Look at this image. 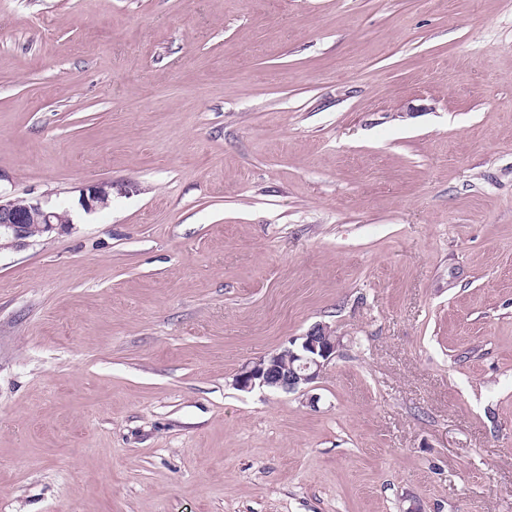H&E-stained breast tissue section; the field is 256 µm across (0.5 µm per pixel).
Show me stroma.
<instances>
[{
    "instance_id": "1",
    "label": "stroma",
    "mask_w": 512,
    "mask_h": 512,
    "mask_svg": "<svg viewBox=\"0 0 512 512\" xmlns=\"http://www.w3.org/2000/svg\"><path fill=\"white\" fill-rule=\"evenodd\" d=\"M97 181L0 250V512H512V0H0V194ZM112 198V182H97L83 189L79 205L87 213L107 208ZM299 340V341H298ZM340 339L327 326L310 329L293 338L289 346L242 367L235 385L240 390L256 387L290 393L316 380L336 357Z\"/></svg>"
}]
</instances>
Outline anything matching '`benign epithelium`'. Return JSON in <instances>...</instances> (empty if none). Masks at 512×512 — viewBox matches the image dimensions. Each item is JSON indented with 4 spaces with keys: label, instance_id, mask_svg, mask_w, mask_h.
Here are the masks:
<instances>
[{
    "label": "benign epithelium",
    "instance_id": "1",
    "mask_svg": "<svg viewBox=\"0 0 512 512\" xmlns=\"http://www.w3.org/2000/svg\"><path fill=\"white\" fill-rule=\"evenodd\" d=\"M112 183L97 182L83 189L79 205L87 213L110 205ZM73 214L68 208L50 206L38 199L25 204L0 196V249L20 247L31 239L36 228L43 235L69 228ZM340 339L326 326L310 329L289 341L280 351L260 357L242 367L235 385L241 390L256 387L290 393L316 380L336 357Z\"/></svg>",
    "mask_w": 512,
    "mask_h": 512
}]
</instances>
